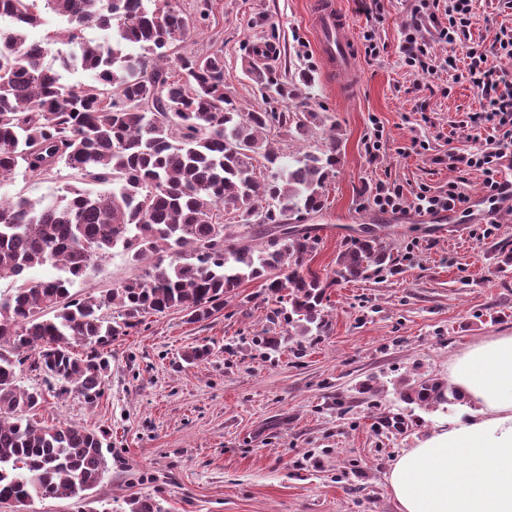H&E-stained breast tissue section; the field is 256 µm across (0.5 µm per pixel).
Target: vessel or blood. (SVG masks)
Listing matches in <instances>:
<instances>
[{
  "instance_id": "b4317fda",
  "label": "vessel or blood",
  "mask_w": 512,
  "mask_h": 512,
  "mask_svg": "<svg viewBox=\"0 0 512 512\" xmlns=\"http://www.w3.org/2000/svg\"><path fill=\"white\" fill-rule=\"evenodd\" d=\"M311 12L315 47L324 68L330 72L353 71L349 22L337 0H313Z\"/></svg>"
}]
</instances>
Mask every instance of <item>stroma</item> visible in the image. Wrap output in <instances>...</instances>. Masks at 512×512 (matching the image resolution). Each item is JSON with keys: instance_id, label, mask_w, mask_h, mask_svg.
Returning <instances> with one entry per match:
<instances>
[{"instance_id": "35a3bbf8", "label": "stroma", "mask_w": 512, "mask_h": 512, "mask_svg": "<svg viewBox=\"0 0 512 512\" xmlns=\"http://www.w3.org/2000/svg\"><path fill=\"white\" fill-rule=\"evenodd\" d=\"M351 20L356 81L324 72L315 50L310 0H174L191 34L173 56L224 52V89L242 109L263 101L249 69L286 79L309 72L315 111L331 117L343 138L325 207L305 216L320 225L321 245L310 266L326 274L355 238L373 233L398 258L395 270L341 282L328 291L326 328L317 336L283 339V321H270L278 303L258 283L242 286L223 310L189 324L182 313L152 315L112 343V369L102 397L87 404L78 393L46 396L45 424L103 429L112 452L95 498L124 512L127 499L151 497L165 512H398L387 475L403 449L452 419L467 404L421 408L400 392L416 376L447 379L448 362L467 346L512 333V211L502 212L493 237L480 239L481 220L462 214L458 231L429 233L428 215L388 214L378 221L369 203L375 183L388 178L413 190L456 180L438 163L449 147L470 149L481 139L467 130L452 142L439 126L476 111L479 94L457 83L449 95L412 93L418 75L401 64L408 0H381L380 57L365 60V17L356 0H338ZM473 42L487 46L512 10L478 0ZM427 119L412 124L417 110ZM388 139L378 157L364 148L371 118ZM429 151H410L413 137ZM81 186L64 169L19 174L8 194L50 200L65 185ZM279 336V348L259 344ZM205 344L207 359L185 360Z\"/></svg>"}]
</instances>
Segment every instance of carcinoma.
<instances>
[{"label": "carcinoma", "mask_w": 512, "mask_h": 512, "mask_svg": "<svg viewBox=\"0 0 512 512\" xmlns=\"http://www.w3.org/2000/svg\"><path fill=\"white\" fill-rule=\"evenodd\" d=\"M65 26L42 41L27 28L41 22L38 4ZM0 187L18 170L48 175L70 169L89 184L60 200L0 194V504L24 512L36 499L91 497L110 452L108 433L34 419L45 389L103 394L112 341L148 315L181 312L208 320L247 282L279 298L290 338L325 326L327 290L391 271L396 258L367 235L336 256L333 275L311 270L320 248L314 224L295 216L324 208L342 139L329 126L322 148L285 156L268 133L307 140L328 117L304 91L305 73L287 81L251 70L262 96L295 110L243 111L224 91V53L177 59L180 77L163 67L191 34L172 0H0ZM108 40L81 38L85 28ZM59 65L47 62L51 46ZM139 52H127V48ZM93 73L91 85H67L63 72ZM263 159L256 175L253 160ZM232 214L224 222V213ZM141 273L99 295L72 293L77 280L111 254ZM49 265L57 274L27 273ZM45 387L20 384L25 363ZM419 407L462 401L438 378L401 391ZM128 512H164L150 498L126 501Z\"/></svg>", "instance_id": "obj_1"}]
</instances>
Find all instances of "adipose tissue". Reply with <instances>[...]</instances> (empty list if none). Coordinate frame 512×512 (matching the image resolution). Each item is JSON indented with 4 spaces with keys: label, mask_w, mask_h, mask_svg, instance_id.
Listing matches in <instances>:
<instances>
[{
    "label": "adipose tissue",
    "mask_w": 512,
    "mask_h": 512,
    "mask_svg": "<svg viewBox=\"0 0 512 512\" xmlns=\"http://www.w3.org/2000/svg\"><path fill=\"white\" fill-rule=\"evenodd\" d=\"M449 379L476 409L403 451L388 476L399 512H512V334L468 347Z\"/></svg>",
    "instance_id": "1"
}]
</instances>
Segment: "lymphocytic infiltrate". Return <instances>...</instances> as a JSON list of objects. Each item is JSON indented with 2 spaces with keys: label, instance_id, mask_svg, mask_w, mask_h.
I'll return each mask as SVG.
<instances>
[{
  "label": "lymphocytic infiltrate",
  "instance_id": "1",
  "mask_svg": "<svg viewBox=\"0 0 512 512\" xmlns=\"http://www.w3.org/2000/svg\"><path fill=\"white\" fill-rule=\"evenodd\" d=\"M474 0H410L403 25L402 64L412 73L468 83L481 97L478 111L466 113L460 127L486 132L482 147L465 152L449 151V167L465 166L481 172L490 199L504 197L507 181L504 161L512 155V72L493 65V58L512 59V26L500 27L490 48L470 46V30L477 24ZM447 46L446 54L430 50L431 42ZM465 177L435 189L405 193L401 184L379 181L372 203L382 211L398 213L413 207L421 213L458 210L469 204Z\"/></svg>",
  "mask_w": 512,
  "mask_h": 512
}]
</instances>
